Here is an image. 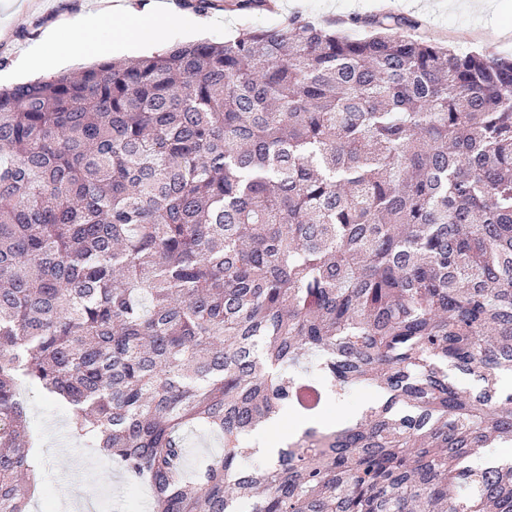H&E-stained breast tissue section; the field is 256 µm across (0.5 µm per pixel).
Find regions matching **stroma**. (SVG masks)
Here are the masks:
<instances>
[{"mask_svg": "<svg viewBox=\"0 0 512 512\" xmlns=\"http://www.w3.org/2000/svg\"><path fill=\"white\" fill-rule=\"evenodd\" d=\"M82 0H37L30 9L28 0H0V29L10 32L0 39V85L9 87L30 79L50 78L47 70H20L16 60L22 48L42 44L47 57H55L61 46L81 41L83 31L59 30L56 42L42 43L44 30L60 15L74 14ZM208 15L210 28L197 31L175 21L169 26L166 42L154 40L150 26L139 34L142 45L130 50L110 44L100 55L73 57L61 64L64 72L93 65L100 60H128L163 50L165 45L209 40L223 41L244 26H268L282 16H299L348 31L352 19L367 18L381 11L402 14L416 20L421 36L460 51L480 50L490 56L512 55V38L497 40L474 38L478 26L512 28V0H497L495 14L478 18L463 9L428 7V0H283L279 14L243 15L224 9V0H213ZM28 415L39 433L41 468L38 489L28 504L30 512H152V494L148 485L130 484L125 475L91 444L73 441L68 433V412L38 391L26 395Z\"/></svg>", "mask_w": 512, "mask_h": 512, "instance_id": "stroma-1", "label": "stroma"}]
</instances>
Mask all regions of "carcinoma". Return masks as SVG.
<instances>
[{
    "mask_svg": "<svg viewBox=\"0 0 512 512\" xmlns=\"http://www.w3.org/2000/svg\"><path fill=\"white\" fill-rule=\"evenodd\" d=\"M361 24L0 88V512L35 489L23 383L153 512H512V465L467 464L512 441V57ZM373 383L355 426L242 467L257 426ZM191 424L224 451L188 470Z\"/></svg>",
    "mask_w": 512,
    "mask_h": 512,
    "instance_id": "carcinoma-1",
    "label": "carcinoma"
}]
</instances>
